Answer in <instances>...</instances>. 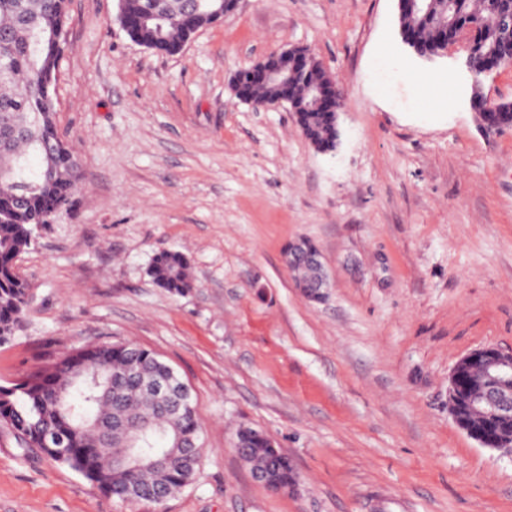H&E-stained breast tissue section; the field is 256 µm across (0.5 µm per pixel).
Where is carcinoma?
Wrapping results in <instances>:
<instances>
[{
    "label": "carcinoma",
    "instance_id": "cac0c4a2",
    "mask_svg": "<svg viewBox=\"0 0 512 512\" xmlns=\"http://www.w3.org/2000/svg\"><path fill=\"white\" fill-rule=\"evenodd\" d=\"M119 22L128 37L150 49L178 53L195 33L215 22L212 0H120ZM433 0L427 19L399 12L403 41L421 56L446 46L447 29L472 23L478 46L471 64L480 71L508 42L497 0ZM67 0H0V346L21 327L31 303L15 258L34 242L36 230L69 206L80 180L76 154L55 122V80L66 47L45 29H63ZM291 79L288 105L306 139L322 152L340 141L335 113L310 109V91L332 79L310 54L298 62L283 53ZM280 96L275 82H254L256 102ZM484 122L512 127V108L476 110ZM154 283L175 296L195 287L186 256L158 252L150 267ZM174 368L133 343L73 347L10 387H0V426L24 448H35L82 476L93 488L124 502L159 503L194 480L202 454V428L190 388L175 377L159 392L157 380ZM236 444L253 474L280 489L297 482L288 456L262 431L241 428Z\"/></svg>",
    "mask_w": 512,
    "mask_h": 512
}]
</instances>
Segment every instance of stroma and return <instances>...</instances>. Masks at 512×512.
I'll return each mask as SVG.
<instances>
[{
  "label": "stroma",
  "instance_id": "35a3bbf8",
  "mask_svg": "<svg viewBox=\"0 0 512 512\" xmlns=\"http://www.w3.org/2000/svg\"><path fill=\"white\" fill-rule=\"evenodd\" d=\"M118 0H68L56 123L80 160L70 209L16 261L33 300L0 346V384L71 347L132 342L190 387L203 452L160 506L93 490L0 427V512H512V453L480 447L448 413L469 351L512 349V128L485 135L465 43L411 54L397 0H239L176 54L133 42ZM303 47L345 94L341 142L318 152L288 105L255 108L232 79ZM454 68L449 111L415 110L396 73ZM311 241L330 282L311 303L283 262ZM189 260L182 296L148 273ZM265 431L295 489L238 457ZM149 272L159 288L175 296L184 295L196 286L188 259L177 250L166 249L158 252Z\"/></svg>",
  "mask_w": 512,
  "mask_h": 512
}]
</instances>
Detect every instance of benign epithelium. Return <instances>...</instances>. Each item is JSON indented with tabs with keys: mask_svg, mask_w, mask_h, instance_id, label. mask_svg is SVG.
<instances>
[{
	"mask_svg": "<svg viewBox=\"0 0 512 512\" xmlns=\"http://www.w3.org/2000/svg\"><path fill=\"white\" fill-rule=\"evenodd\" d=\"M277 60L278 54H270L260 64L235 77L241 97H246V87L253 79L265 80L279 73ZM315 107L323 112L340 114L344 100L339 87L334 84L330 89L317 93ZM284 261L290 272L300 266L316 270L317 275L306 292L324 296L329 282L320 251L305 249L301 244L292 242L288 244ZM461 403L473 416L486 423L504 427L512 423V350L495 346L474 349L455 363L448 376V412L457 427L483 448L506 452L512 447V434L506 430L494 440L472 431L460 413Z\"/></svg>",
	"mask_w": 512,
	"mask_h": 512,
	"instance_id": "7a95c632",
	"label": "benign epithelium"
}]
</instances>
